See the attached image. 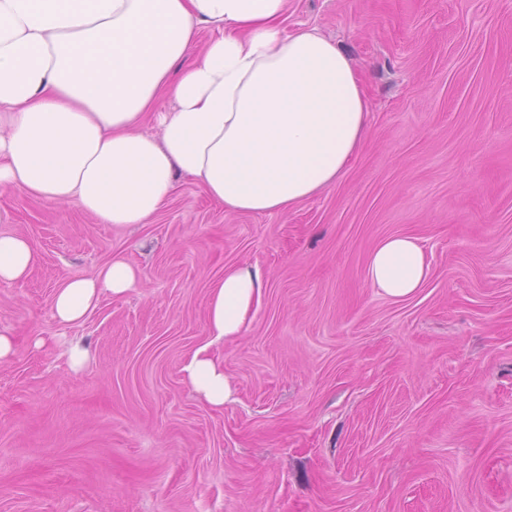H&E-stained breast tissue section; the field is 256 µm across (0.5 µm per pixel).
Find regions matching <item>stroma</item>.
<instances>
[{"mask_svg":"<svg viewBox=\"0 0 512 512\" xmlns=\"http://www.w3.org/2000/svg\"><path fill=\"white\" fill-rule=\"evenodd\" d=\"M286 25L338 43L370 105L363 148L287 213L182 176L120 227L0 188V232L36 256L0 286V512H512V0H291ZM396 234L431 265L404 303L365 277ZM115 254L137 287L60 324L63 280ZM240 265L261 301L211 343ZM204 345L236 381L219 409L182 372ZM263 288V275L256 267L243 265L224 272L210 291L207 327L212 342L241 336L261 301Z\"/></svg>","mask_w":512,"mask_h":512,"instance_id":"obj_1","label":"stroma"}]
</instances>
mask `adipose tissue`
Instances as JSON below:
<instances>
[{
	"label": "adipose tissue",
	"mask_w": 512,
	"mask_h": 512,
	"mask_svg": "<svg viewBox=\"0 0 512 512\" xmlns=\"http://www.w3.org/2000/svg\"><path fill=\"white\" fill-rule=\"evenodd\" d=\"M289 0H0V187L76 202L99 223H150L191 177L237 213H285L336 182L364 142L369 101L348 55L309 28L283 24ZM210 37L180 62L202 31ZM152 122L155 133L143 132ZM35 253L0 232V284L25 281ZM431 267L418 240L385 237L365 276L403 302ZM116 256L54 295L76 324L106 293L134 288ZM264 288L258 268L225 271L210 291L216 341L241 336ZM211 406L231 401V376L209 351L183 366Z\"/></svg>",
	"instance_id": "adipose-tissue-1"
}]
</instances>
